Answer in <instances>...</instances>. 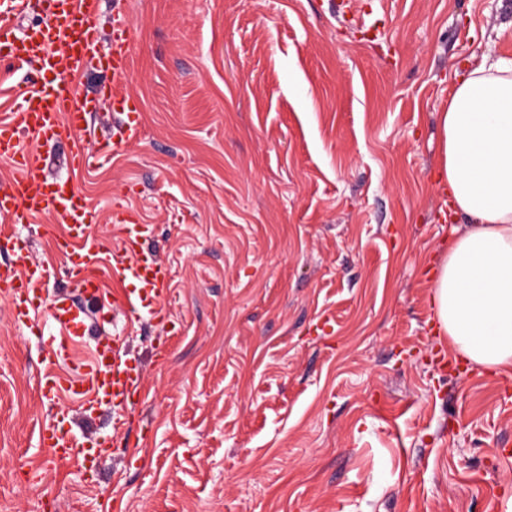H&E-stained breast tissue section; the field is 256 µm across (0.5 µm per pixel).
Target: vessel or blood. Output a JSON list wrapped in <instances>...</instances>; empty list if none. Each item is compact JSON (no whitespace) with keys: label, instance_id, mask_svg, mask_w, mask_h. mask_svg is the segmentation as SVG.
<instances>
[{"label":"vessel or blood","instance_id":"vessel-or-blood-1","mask_svg":"<svg viewBox=\"0 0 512 512\" xmlns=\"http://www.w3.org/2000/svg\"><path fill=\"white\" fill-rule=\"evenodd\" d=\"M31 0H0V65L24 68L38 65L43 78L23 98L16 113L0 122V158L11 160L16 174L0 190V221L33 224L52 217L62 232L52 239L53 249L62 256L64 273L75 292L96 296L104 277L122 283L121 311L128 326L143 317L162 321L169 271L145 244L149 227L113 217L122 229L119 243L92 235L99 213L81 194L73 177L96 162L100 155L91 148L86 132L89 101L77 94V78L83 76L88 56L99 38V0H44L45 20L24 34H16L14 20L27 13ZM111 82L101 86L100 102H111L118 121L112 129L116 144L137 142L142 133V114L137 102L123 92L131 74L126 17L114 8L112 53L106 61ZM68 146L71 178H54L47 173L44 146L49 142ZM49 272L31 257H23L12 268L0 271V294L11 300V316L19 325L37 324L47 315L51 332L47 338L52 363H67L71 344L83 336L86 313L67 299L42 304L38 286ZM142 367L123 358L117 344L102 338L91 359L73 371L47 373L40 384L43 396L62 394L81 399L88 409L108 404L125 409L143 401ZM39 442L53 459L68 461L84 454L86 448H106V441L90 442L78 436L68 411L39 427Z\"/></svg>","mask_w":512,"mask_h":512}]
</instances>
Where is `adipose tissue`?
Here are the masks:
<instances>
[{
  "label": "adipose tissue",
  "instance_id": "1",
  "mask_svg": "<svg viewBox=\"0 0 512 512\" xmlns=\"http://www.w3.org/2000/svg\"><path fill=\"white\" fill-rule=\"evenodd\" d=\"M439 177L464 225L432 281L453 353L512 371V60L483 54L456 74L441 117Z\"/></svg>",
  "mask_w": 512,
  "mask_h": 512
}]
</instances>
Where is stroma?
I'll return each mask as SVG.
<instances>
[{
  "label": "stroma",
  "instance_id": "obj_1",
  "mask_svg": "<svg viewBox=\"0 0 512 512\" xmlns=\"http://www.w3.org/2000/svg\"><path fill=\"white\" fill-rule=\"evenodd\" d=\"M79 81L95 98L112 49ZM136 143L71 176L100 212L152 225L168 319L91 325L144 372L132 408L74 410L108 456L51 461L54 407L36 327L0 297V512H512V379L438 369L424 269L448 250L436 182L454 72L512 58V0H126ZM0 70V118L37 84ZM51 218L5 226L0 269L42 262L68 286ZM39 472L41 490L29 478Z\"/></svg>",
  "mask_w": 512,
  "mask_h": 512
}]
</instances>
